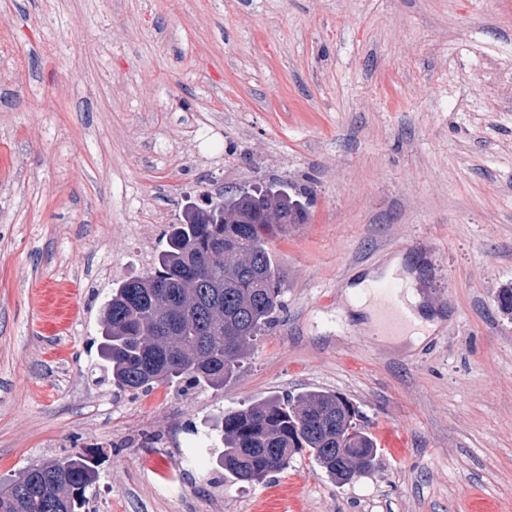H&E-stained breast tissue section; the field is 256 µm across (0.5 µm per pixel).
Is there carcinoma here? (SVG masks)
<instances>
[{"label": "carcinoma", "instance_id": "carcinoma-1", "mask_svg": "<svg viewBox=\"0 0 512 512\" xmlns=\"http://www.w3.org/2000/svg\"><path fill=\"white\" fill-rule=\"evenodd\" d=\"M311 193L253 186L206 198L170 224L147 274L118 283L104 306L101 352L122 391L185 380L222 388L284 306L269 243L309 220ZM224 471L253 482L307 450L338 483L372 469L373 438L344 396L315 390L224 413ZM96 463L75 454L0 480V512H81Z\"/></svg>", "mask_w": 512, "mask_h": 512}]
</instances>
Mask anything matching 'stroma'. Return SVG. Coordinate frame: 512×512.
<instances>
[{
  "instance_id": "obj_1",
  "label": "stroma",
  "mask_w": 512,
  "mask_h": 512,
  "mask_svg": "<svg viewBox=\"0 0 512 512\" xmlns=\"http://www.w3.org/2000/svg\"><path fill=\"white\" fill-rule=\"evenodd\" d=\"M311 190L286 308L223 389L103 382V306L201 196ZM419 343L353 286L392 258ZM512 0H0V477L97 462L87 512H512ZM345 396L378 447L261 482L224 413Z\"/></svg>"
}]
</instances>
